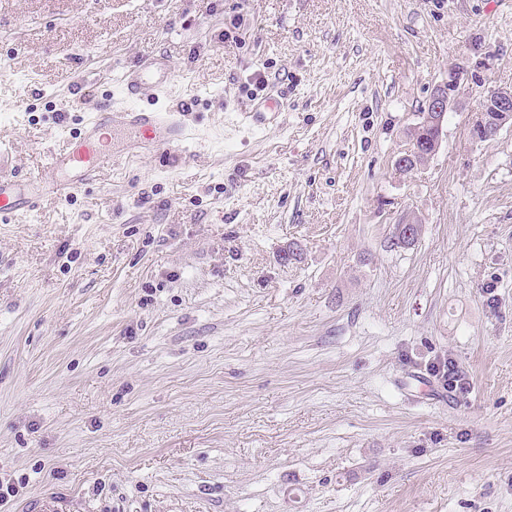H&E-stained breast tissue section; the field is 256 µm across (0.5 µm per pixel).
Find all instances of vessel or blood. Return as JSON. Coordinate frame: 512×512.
Returning <instances> with one entry per match:
<instances>
[{"instance_id": "obj_1", "label": "vessel or blood", "mask_w": 512, "mask_h": 512, "mask_svg": "<svg viewBox=\"0 0 512 512\" xmlns=\"http://www.w3.org/2000/svg\"><path fill=\"white\" fill-rule=\"evenodd\" d=\"M173 80V67L162 55L125 70L120 83L121 104L104 106L80 121L65 147L49 152L45 174L24 179L0 174V221L37 211L47 193L65 198L91 183L111 161L116 137L126 138L133 157L145 151L182 147L190 138L186 111L140 103L144 92L164 91Z\"/></svg>"}]
</instances>
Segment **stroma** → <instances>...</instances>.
Returning <instances> with one entry per match:
<instances>
[{
  "mask_svg": "<svg viewBox=\"0 0 512 512\" xmlns=\"http://www.w3.org/2000/svg\"><path fill=\"white\" fill-rule=\"evenodd\" d=\"M158 54L181 160L0 222V512H512V0H0L5 172ZM464 73L460 69L451 70L448 72V80L438 85L434 92L429 97L426 109L424 112L419 113L420 122L416 124L413 131L422 133L423 130L430 129L432 136L430 143L432 150L430 155L436 153L439 148L443 129L448 119V112H450L456 105V90L463 80ZM476 115L470 127V135L476 141L486 139L491 132L497 134L506 124H512V88H487Z\"/></svg>",
  "mask_w": 512,
  "mask_h": 512,
  "instance_id": "35a3bbf8",
  "label": "stroma"
}]
</instances>
